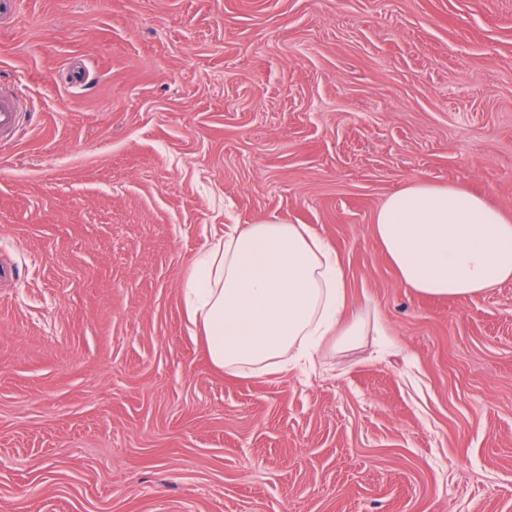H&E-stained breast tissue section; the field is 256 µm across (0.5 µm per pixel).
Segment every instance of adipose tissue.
Wrapping results in <instances>:
<instances>
[{
  "mask_svg": "<svg viewBox=\"0 0 512 512\" xmlns=\"http://www.w3.org/2000/svg\"><path fill=\"white\" fill-rule=\"evenodd\" d=\"M373 235L403 287L461 298L512 282V219L458 186L416 180L375 212ZM345 272L305 224H232L202 250L183 287L213 365L235 375L313 363L326 342L356 344Z\"/></svg>",
  "mask_w": 512,
  "mask_h": 512,
  "instance_id": "obj_1",
  "label": "adipose tissue"
}]
</instances>
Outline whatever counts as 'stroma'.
<instances>
[{
	"instance_id": "1",
	"label": "stroma",
	"mask_w": 512,
	"mask_h": 512,
	"mask_svg": "<svg viewBox=\"0 0 512 512\" xmlns=\"http://www.w3.org/2000/svg\"><path fill=\"white\" fill-rule=\"evenodd\" d=\"M0 86V512H512V283L421 295L372 234L414 179L512 216V0H19ZM264 220L382 335L215 367L182 285ZM23 99L13 89H0V143L13 142L22 127Z\"/></svg>"
}]
</instances>
